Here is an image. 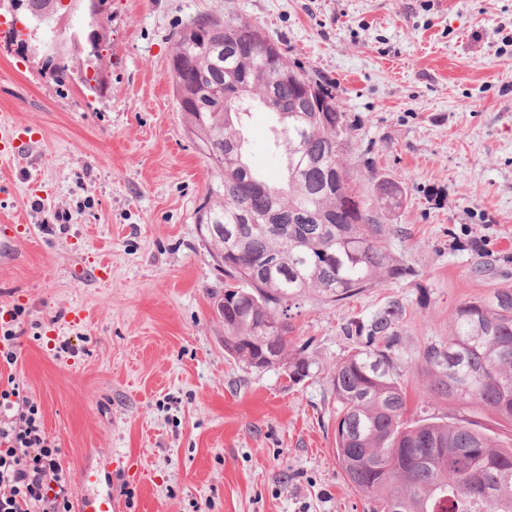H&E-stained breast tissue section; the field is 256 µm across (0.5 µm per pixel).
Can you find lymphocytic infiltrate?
<instances>
[{
    "label": "lymphocytic infiltrate",
    "mask_w": 512,
    "mask_h": 512,
    "mask_svg": "<svg viewBox=\"0 0 512 512\" xmlns=\"http://www.w3.org/2000/svg\"><path fill=\"white\" fill-rule=\"evenodd\" d=\"M60 454L23 385L0 383V512H71Z\"/></svg>",
    "instance_id": "obj_1"
}]
</instances>
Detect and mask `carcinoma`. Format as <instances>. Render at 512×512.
<instances>
[{"mask_svg":"<svg viewBox=\"0 0 512 512\" xmlns=\"http://www.w3.org/2000/svg\"><path fill=\"white\" fill-rule=\"evenodd\" d=\"M112 11L90 16L108 44ZM235 31L247 50L224 51L212 34ZM260 27L234 18L197 16L175 34L170 78L187 130L208 172L197 223L214 259L224 258V353L245 367L281 368L289 382L310 376L313 361L288 356V311L308 292L326 302L350 298L408 266L382 243L384 225L361 204L342 157L345 114L336 94L310 82L313 101L331 127L317 121L302 95L277 81L291 66ZM200 72L199 91L181 96L183 71ZM72 58L52 76L71 77ZM275 114L271 153L282 174L271 182L242 153L247 107ZM239 111L229 112L227 108ZM380 201L400 204L391 181L378 185ZM397 340L392 314L376 318L362 348L336 363L330 384L338 403L336 453L347 480L369 501L370 512H512V442H495L471 421L407 423L405 392L390 368ZM426 392L458 398L512 426V290L461 303L448 342L420 357Z\"/></svg>","mask_w":512,"mask_h":512,"instance_id":"carcinoma-1","label":"carcinoma"}]
</instances>
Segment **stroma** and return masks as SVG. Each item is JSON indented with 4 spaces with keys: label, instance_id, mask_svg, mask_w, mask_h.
Segmentation results:
<instances>
[{
    "label": "stroma",
    "instance_id": "1",
    "mask_svg": "<svg viewBox=\"0 0 512 512\" xmlns=\"http://www.w3.org/2000/svg\"><path fill=\"white\" fill-rule=\"evenodd\" d=\"M201 14L260 25L334 87L365 204L381 181L403 191L377 217L411 276L337 304L302 298L288 350L314 365L293 386L224 352V276L197 222L207 168L167 79L174 32ZM87 21L80 2L24 56L0 36V117L30 138L0 161V223L18 228L0 250V313L23 310L0 376L39 404L73 495L108 454L99 486L123 512H365L336 458L327 374L390 309L407 420L512 437L428 400L419 363L459 304L512 289V0H112L100 94L41 73L39 46Z\"/></svg>",
    "mask_w": 512,
    "mask_h": 512
}]
</instances>
